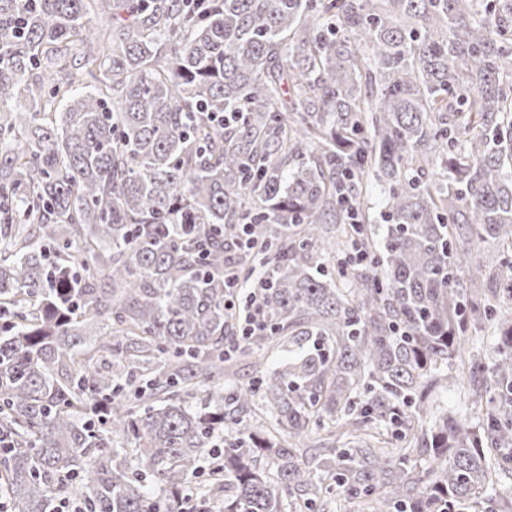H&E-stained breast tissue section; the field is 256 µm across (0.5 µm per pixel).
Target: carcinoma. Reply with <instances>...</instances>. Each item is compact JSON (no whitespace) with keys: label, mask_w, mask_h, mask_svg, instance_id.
<instances>
[{"label":"carcinoma","mask_w":512,"mask_h":512,"mask_svg":"<svg viewBox=\"0 0 512 512\" xmlns=\"http://www.w3.org/2000/svg\"><path fill=\"white\" fill-rule=\"evenodd\" d=\"M96 4L103 57L86 0H0V104L32 96L0 110L11 508L183 512L205 474L224 501L199 512H465L512 472V0ZM58 63L86 90L23 83ZM368 174L379 240L328 276L325 234L370 223ZM241 224L275 265L237 348L260 375L224 386ZM487 324L493 367L448 371ZM464 379L477 429L438 404ZM368 186L363 192V196L361 198V208L365 212L368 211L370 214L371 220L374 224H367L368 228L371 232L378 227V216L379 212L383 207V196L380 193L379 186L374 180L373 176L368 177ZM370 231H368L370 235Z\"/></svg>","instance_id":"obj_1"}]
</instances>
